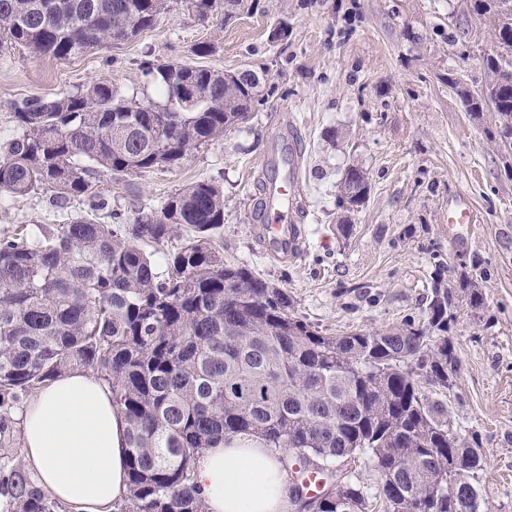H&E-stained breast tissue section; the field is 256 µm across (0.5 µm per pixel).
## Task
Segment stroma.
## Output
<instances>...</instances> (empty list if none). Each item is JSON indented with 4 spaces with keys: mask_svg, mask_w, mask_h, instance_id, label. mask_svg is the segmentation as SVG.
I'll list each match as a JSON object with an SVG mask.
<instances>
[{
    "mask_svg": "<svg viewBox=\"0 0 512 512\" xmlns=\"http://www.w3.org/2000/svg\"><path fill=\"white\" fill-rule=\"evenodd\" d=\"M470 3L261 0L257 12L224 26L170 0L159 26L68 61L13 47L0 55V149L17 133L13 102L56 98L95 81L151 96L148 63L264 69L270 92L246 124L180 167L140 176L100 168L92 194L64 202L47 190L0 197V237L19 224H65L86 213L126 224L185 185L213 180L224 189V224L213 239L225 261L286 290L295 315L331 336L418 315L435 258L455 269L485 268L484 319L474 323L466 309L458 315L461 374L446 401L457 429L480 437L484 512H512V154L490 139L493 113L471 116L458 95L485 86L482 59L500 51L493 20ZM283 17L287 40H271ZM201 42L212 44V54L194 55ZM284 114L303 155L307 207L306 248L287 263L268 257L252 231L258 174ZM352 163L367 172L371 190L345 238L336 194ZM460 195L480 218L475 227L448 226V206Z\"/></svg>",
    "mask_w": 512,
    "mask_h": 512,
    "instance_id": "35a3bbf8",
    "label": "stroma"
}]
</instances>
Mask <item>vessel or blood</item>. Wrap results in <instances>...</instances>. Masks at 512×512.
Returning a JSON list of instances; mask_svg holds the SVG:
<instances>
[{
	"mask_svg": "<svg viewBox=\"0 0 512 512\" xmlns=\"http://www.w3.org/2000/svg\"><path fill=\"white\" fill-rule=\"evenodd\" d=\"M300 161V154L293 150L285 156L273 155L272 172L264 181L254 226L267 252L283 261L295 259L305 244V227L301 223L304 205L294 191L300 182ZM448 221L477 223L478 217L467 197L449 204Z\"/></svg>",
	"mask_w": 512,
	"mask_h": 512,
	"instance_id": "1",
	"label": "vessel or blood"
}]
</instances>
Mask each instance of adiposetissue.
<instances>
[{
	"instance_id": "ef3b65f1",
	"label": "adipose tissue",
	"mask_w": 512,
	"mask_h": 512,
	"mask_svg": "<svg viewBox=\"0 0 512 512\" xmlns=\"http://www.w3.org/2000/svg\"><path fill=\"white\" fill-rule=\"evenodd\" d=\"M27 466L67 512H113L127 492V428L112 391L75 370L36 392L20 416ZM194 482L207 512H292L277 449L233 437L205 449Z\"/></svg>"
}]
</instances>
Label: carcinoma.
<instances>
[{
    "mask_svg": "<svg viewBox=\"0 0 512 512\" xmlns=\"http://www.w3.org/2000/svg\"><path fill=\"white\" fill-rule=\"evenodd\" d=\"M200 19L252 12L259 0H184ZM498 16L495 36L512 49V0H474ZM169 0H0V50L21 45L68 61L107 41L154 26ZM491 82L460 96L467 111L495 112L491 137L512 153V62L488 55ZM185 76L199 100L181 96ZM157 97L128 98L110 83L13 104L17 135L0 156V195L47 189L86 195L96 167L142 174L181 165L193 151L245 123L262 102L266 72L239 74L176 62L148 67ZM365 171L348 166L336 205L365 207ZM224 224V190L197 181L158 211L129 224L76 216L21 226L0 238V447L13 434L20 400L74 369L105 381L124 416L128 493L115 512H206L193 482L204 448L240 435L283 448L286 473L309 455L337 494L308 497L304 469L290 485L297 509L314 512H481L478 434L449 427L447 403L422 390L458 388L451 335L458 313L474 318L485 293L472 272L446 277L434 261L428 303L416 316L376 330L327 336L292 311L288 293L249 268L224 261L211 238ZM181 243L166 269L139 242ZM365 454L368 487L338 467ZM0 512H63L21 467L0 463Z\"/></svg>",
    "mask_w": 512,
    "mask_h": 512,
    "instance_id": "carcinoma-1",
    "label": "carcinoma"
}]
</instances>
